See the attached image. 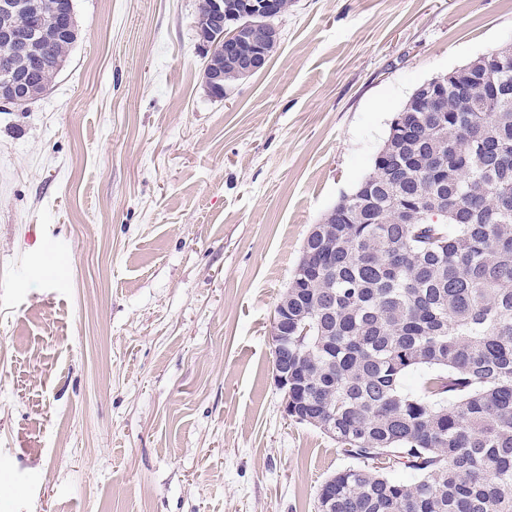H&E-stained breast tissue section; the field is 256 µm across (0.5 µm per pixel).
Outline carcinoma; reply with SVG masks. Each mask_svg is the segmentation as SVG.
Listing matches in <instances>:
<instances>
[{
	"label": "carcinoma",
	"mask_w": 512,
	"mask_h": 512,
	"mask_svg": "<svg viewBox=\"0 0 512 512\" xmlns=\"http://www.w3.org/2000/svg\"><path fill=\"white\" fill-rule=\"evenodd\" d=\"M77 37L53 48L45 89ZM483 62L468 95L448 90L444 122L408 108L413 134H388L336 202L351 222L311 238L322 273H293L304 283L288 314L303 319L288 359L309 376L308 410L365 463L336 473L325 512H512V44ZM408 199L447 214L399 224ZM418 369L419 391L404 390Z\"/></svg>",
	"instance_id": "obj_1"
}]
</instances>
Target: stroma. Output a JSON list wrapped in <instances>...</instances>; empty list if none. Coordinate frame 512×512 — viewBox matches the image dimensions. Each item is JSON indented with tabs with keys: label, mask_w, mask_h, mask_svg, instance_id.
Returning a JSON list of instances; mask_svg holds the SVG:
<instances>
[{
	"label": "stroma",
	"mask_w": 512,
	"mask_h": 512,
	"mask_svg": "<svg viewBox=\"0 0 512 512\" xmlns=\"http://www.w3.org/2000/svg\"><path fill=\"white\" fill-rule=\"evenodd\" d=\"M197 4L74 0L0 110V512H315L357 461L285 417L276 304L413 89L512 43V0H292L219 100Z\"/></svg>",
	"instance_id": "obj_1"
}]
</instances>
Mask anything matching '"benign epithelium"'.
<instances>
[{"instance_id":"benign-epithelium-1","label":"benign epithelium","mask_w":512,"mask_h":512,"mask_svg":"<svg viewBox=\"0 0 512 512\" xmlns=\"http://www.w3.org/2000/svg\"><path fill=\"white\" fill-rule=\"evenodd\" d=\"M258 12L266 15L259 23L234 25L224 10V0H210L207 14L197 17L196 29L201 42L202 53L207 58L205 70L209 85L228 88L225 79L233 74L247 78L261 71L267 64L268 49L278 44V29L272 20L283 15L290 0H260ZM23 12L32 23L21 26L0 28V42L12 48L13 52L27 61L23 72L13 69L9 62L0 65V107L16 112H24L36 100V87L42 77L54 66L56 59L50 49L57 42L59 31L71 28L72 18L64 17L50 4V0H0V10ZM223 29L224 65L211 63L212 56L209 31ZM452 82L458 88L478 81L473 69H461L435 79V84ZM288 338V296H283L276 306L273 321L272 341L274 347L282 345ZM275 381L283 391H288V381L292 379L294 367L283 355L273 367Z\"/></svg>"}]
</instances>
